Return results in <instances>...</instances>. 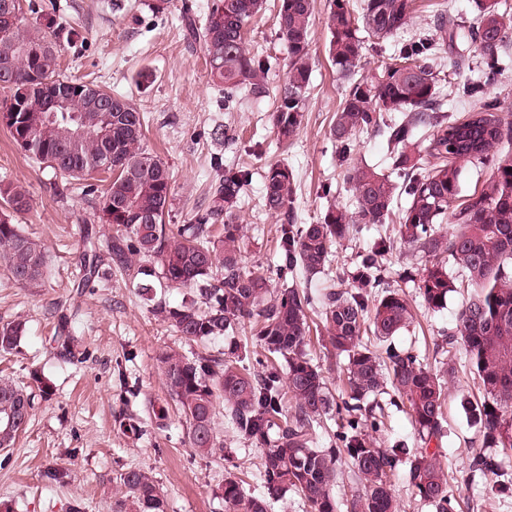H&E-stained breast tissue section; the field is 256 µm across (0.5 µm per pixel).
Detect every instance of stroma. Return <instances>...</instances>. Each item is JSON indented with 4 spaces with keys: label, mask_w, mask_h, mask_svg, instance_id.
<instances>
[{
    "label": "stroma",
    "mask_w": 512,
    "mask_h": 512,
    "mask_svg": "<svg viewBox=\"0 0 512 512\" xmlns=\"http://www.w3.org/2000/svg\"><path fill=\"white\" fill-rule=\"evenodd\" d=\"M39 10L53 9L62 28L61 66L73 79L107 86L129 98L143 114L146 142L172 175L171 224L188 223L207 205L223 170L244 166L252 183L237 208L244 227V267H263L272 287L291 285L320 294L334 284L341 270L351 269L376 235L365 227L350 241L337 244L329 271L310 277L296 272L280 278L278 228L281 224H315L328 207H349L353 195L347 167L339 160L330 135L335 113L348 89L328 55L325 26L329 0H315L310 52L313 71L306 112L296 138L280 142L273 130V89L284 84L287 54L277 36L275 0L248 26L253 50L272 56L265 77L269 95L251 87L239 89L233 109H225L224 93L214 87L202 48L184 37L181 9L191 4L204 16L209 0H172L165 13H152L142 0H30ZM472 18L475 0H412L413 29L428 28L437 12ZM292 168L296 190L289 215L273 216L261 205L263 177L270 164ZM0 181L23 186L32 208L17 216L25 234L44 248L49 279L39 287L22 288L0 270V325L22 319L26 339L17 351L0 353V375L19 384L39 370L52 387L48 398H36L31 423L14 447L0 449V502L15 512H119L121 473L137 468L162 487L167 512H224L216 490L227 473L244 481L247 493L264 494L262 450L237 435L225 411L215 428L224 450L212 456L194 454L176 417L157 427L155 407L170 405L159 368L160 356L217 353L214 345L190 342L156 317L124 272L113 269L106 241L109 225L99 223L98 198L78 186L55 181L49 171L28 159L0 129ZM100 255V278L83 283L80 257L88 243ZM417 320L395 337L396 347L413 348L434 360V344L452 327L464 297L449 298L445 309L425 308L417 290H410ZM72 319L77 341L72 360L54 349V329ZM447 386L441 450L456 495L468 512H512V499L487 498L482 480L470 477L469 446L478 432L467 418L462 399L475 391L474 374L465 357ZM139 433L125 431L128 423ZM49 467L69 472L64 482L47 483Z\"/></svg>",
    "instance_id": "obj_1"
}]
</instances>
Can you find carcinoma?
<instances>
[{
    "instance_id": "1",
    "label": "carcinoma",
    "mask_w": 512,
    "mask_h": 512,
    "mask_svg": "<svg viewBox=\"0 0 512 512\" xmlns=\"http://www.w3.org/2000/svg\"><path fill=\"white\" fill-rule=\"evenodd\" d=\"M0 62L13 65V82L0 85V126L29 159L66 183L104 177L98 218L112 225L108 243L112 262L137 280L142 299L188 341L210 344L230 340L248 325L265 360L256 368L238 367L232 357L177 352L161 357L166 390L181 415L187 442L194 452L223 450L214 430L218 404H223L236 433L263 447L261 479L266 495L251 496L232 474L219 486L224 512H269L270 501L297 494L307 512H396L389 476L402 464L412 496L432 512H457L460 503L448 480L441 451L429 447L445 437L446 378L454 373L451 354L462 347L478 378L482 397L462 407L477 428L480 449L471 469L482 474L489 496L512 497V122L488 89L509 70L503 54L512 33V9L501 0H476L469 22L442 13L423 35L409 39L391 61L382 62L371 78H355L364 44L361 33L379 42L407 31L409 0H360L354 14L350 0H330L326 26L328 54L349 89L336 112L331 134L347 163L353 209H329L318 224H283L279 236V273L297 270L315 275L334 257L333 249L361 226L385 224L396 217L392 232L378 233L341 286L319 297L327 343L345 364V395L337 399L320 365L307 353L311 326L308 311L314 298L305 289L269 286L261 267L245 269L240 241L243 227L234 210L251 180L245 168H228L208 206L189 223H166L172 192L165 163L144 142V118L122 95L102 87L112 98V112L90 107L85 91L70 86L60 68L55 19L25 9L23 0H0ZM265 0H212L203 22L187 18L186 37L203 48L214 86L224 88V101L249 85L267 92L263 79L269 57L251 52L244 40L246 24ZM313 0H278V39L287 52L288 76L278 90L273 115L276 136L293 139L301 126L311 78L310 34ZM477 52L475 77L452 88L468 104L455 119L440 114V54L451 67L470 64ZM21 108L13 111L18 92ZM68 100L69 111L83 120L88 137L73 152L65 135L70 119H49L55 96ZM400 112L399 119H386ZM110 116L111 136L98 131ZM376 133L386 140L396 178L367 163L353 162L356 136ZM103 159L91 170L89 159ZM491 169L486 184L461 198L464 170ZM294 195V177L284 163L269 166L263 205L280 215ZM406 204L399 205L401 197ZM31 208L28 191L0 183V267L18 285L36 287L47 275L44 248L25 235L14 217ZM222 227H216L219 218ZM426 258L421 268H406L399 278L417 285L426 308L440 311L448 298L469 289L453 327L436 344L443 355L437 365L421 361L391 339L413 320L402 288L383 286L384 261L396 242ZM192 287L198 298L172 306L157 288ZM27 325L14 320L0 327V352L11 353L26 338ZM71 321L59 325L54 342L58 354L72 355ZM408 409L421 445L383 448L373 437L385 407L380 397ZM33 391L0 378V448L12 447L32 420ZM26 417L8 427L3 419L20 403ZM333 414L341 431L326 446L318 444L315 427ZM347 459L356 488L339 501L334 494L337 465ZM123 504L131 512H164L165 496L144 471L120 476Z\"/></svg>"
}]
</instances>
